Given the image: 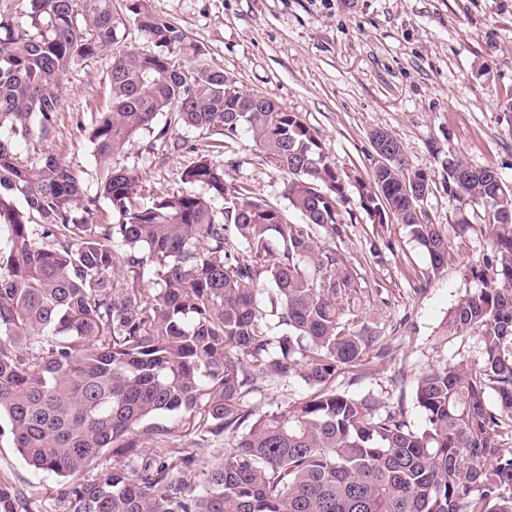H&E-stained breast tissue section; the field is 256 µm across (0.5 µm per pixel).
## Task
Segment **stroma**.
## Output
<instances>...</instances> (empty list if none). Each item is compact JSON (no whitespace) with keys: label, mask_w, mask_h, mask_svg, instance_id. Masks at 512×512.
Instances as JSON below:
<instances>
[{"label":"stroma","mask_w":512,"mask_h":512,"mask_svg":"<svg viewBox=\"0 0 512 512\" xmlns=\"http://www.w3.org/2000/svg\"><path fill=\"white\" fill-rule=\"evenodd\" d=\"M154 13L183 29L200 54L172 60L219 70L241 89L269 97L315 128L337 171L367 177L373 131L403 144L408 166L428 172L432 190L424 210L447 234L451 258L433 270L408 229L390 223L388 248L370 249L372 226L358 201L348 210L336 246L362 277L363 316L380 338L379 354L336 374L338 391L374 393L402 407L412 425L422 414L414 381L424 372L476 359L472 341L445 332L449 311L470 286L467 272L487 252L483 208L448 196L442 166L456 155L473 166H493L512 183V0H148ZM112 55L72 71L61 86L54 128L37 151L63 157L74 169L95 172L93 146L83 135L111 101ZM210 136L170 126L164 142L144 138L132 148L143 170L139 200L181 189L180 173ZM228 182L287 207L284 178L268 167L248 134L224 153ZM0 480L33 503L35 512H66L63 481L35 476L0 436Z\"/></svg>","instance_id":"obj_1"}]
</instances>
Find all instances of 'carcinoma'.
<instances>
[{
	"instance_id": "obj_1",
	"label": "carcinoma",
	"mask_w": 512,
	"mask_h": 512,
	"mask_svg": "<svg viewBox=\"0 0 512 512\" xmlns=\"http://www.w3.org/2000/svg\"><path fill=\"white\" fill-rule=\"evenodd\" d=\"M27 22L0 18V435L36 474L70 477L108 450L154 456L115 465L62 493L68 512H512V185L492 167L442 161L448 197L488 215L472 288L448 313L452 336L481 359L415 380L423 422L384 398L333 386L379 337L365 325L358 274L338 249L349 188L372 224L409 228L438 270L448 236L423 210L432 179L398 152L351 185L302 117L222 71L184 74L171 55L198 53L146 0H26ZM154 46L121 45L128 23ZM112 51V103L89 131L96 188L51 154L17 151L47 136L58 85ZM166 126L157 130L158 116ZM224 136L181 172L187 189L138 201L131 147L168 126ZM249 133L301 222L226 182L224 154ZM109 220L97 221L101 201ZM297 375L302 400L257 414L264 382ZM188 426L194 447H169ZM235 443L218 458L209 443ZM0 512H32L0 481Z\"/></svg>"
}]
</instances>
